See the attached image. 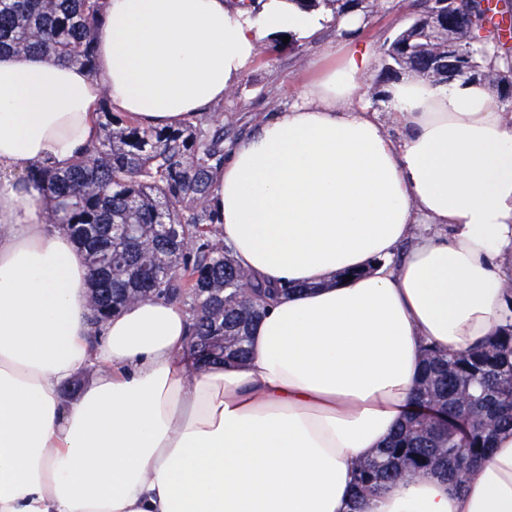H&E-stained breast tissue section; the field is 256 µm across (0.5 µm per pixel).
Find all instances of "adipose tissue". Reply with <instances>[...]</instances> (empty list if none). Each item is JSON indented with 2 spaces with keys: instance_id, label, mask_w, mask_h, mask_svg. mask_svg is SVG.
<instances>
[{
  "instance_id": "adipose-tissue-1",
  "label": "adipose tissue",
  "mask_w": 512,
  "mask_h": 512,
  "mask_svg": "<svg viewBox=\"0 0 512 512\" xmlns=\"http://www.w3.org/2000/svg\"><path fill=\"white\" fill-rule=\"evenodd\" d=\"M97 71L0 55V512H348L355 461L411 408L424 346L512 325V118L479 81L405 77L363 101L346 45L304 100L230 146L209 204L236 262L289 284L246 365L192 370L161 299L100 327L89 270L45 221L30 165L63 168L113 111L177 126L223 101L269 35L329 22L296 0H104ZM93 375L73 398L63 387ZM363 512H512V432L463 491L425 478Z\"/></svg>"
}]
</instances>
